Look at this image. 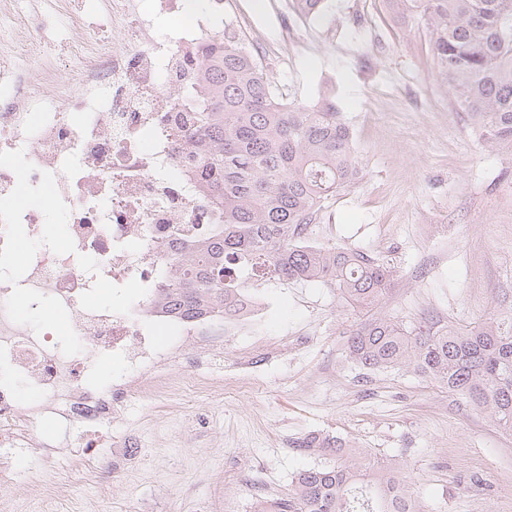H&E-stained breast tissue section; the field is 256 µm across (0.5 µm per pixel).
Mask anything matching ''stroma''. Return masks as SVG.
Returning a JSON list of instances; mask_svg holds the SVG:
<instances>
[{
  "mask_svg": "<svg viewBox=\"0 0 512 512\" xmlns=\"http://www.w3.org/2000/svg\"><path fill=\"white\" fill-rule=\"evenodd\" d=\"M274 0H224L247 17V46L273 86L303 105L332 99L352 129L362 173L328 200L308 235L394 268L389 295L365 314L321 284L269 282L262 331L275 348L254 383L176 408L135 406L108 436L140 447L113 469L103 498L61 512H217L262 477L285 495L298 471L326 466L290 441L340 436L403 462L419 512H512V431L413 368L369 372L346 353L367 316L410 327L466 325L512 295V142L484 147L437 75L430 36L385 0H324L282 33Z\"/></svg>",
  "mask_w": 512,
  "mask_h": 512,
  "instance_id": "1",
  "label": "stroma"
}]
</instances>
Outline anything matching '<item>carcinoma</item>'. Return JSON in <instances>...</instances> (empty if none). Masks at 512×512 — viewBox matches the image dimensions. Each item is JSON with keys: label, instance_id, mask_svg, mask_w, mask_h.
Instances as JSON below:
<instances>
[{"label": "carcinoma", "instance_id": "1", "mask_svg": "<svg viewBox=\"0 0 512 512\" xmlns=\"http://www.w3.org/2000/svg\"><path fill=\"white\" fill-rule=\"evenodd\" d=\"M399 18L420 22L456 109L485 145L512 140V0H388ZM323 0H289L299 18ZM202 106L191 113L189 156L219 219L175 286L161 296L184 317H228L257 282H321L347 303L372 309L388 294L391 267L361 250L311 241L304 231L328 199L351 187L359 159L331 99L286 102L242 39L206 41ZM350 357L365 369L412 366L512 431V302L465 326L410 328L370 318L351 332ZM292 447L334 463L298 472L288 494L254 512H417L410 474L344 439L312 432Z\"/></svg>", "mask_w": 512, "mask_h": 512}]
</instances>
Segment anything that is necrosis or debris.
<instances>
[{"label": "necrosis or debris", "mask_w": 512, "mask_h": 512, "mask_svg": "<svg viewBox=\"0 0 512 512\" xmlns=\"http://www.w3.org/2000/svg\"><path fill=\"white\" fill-rule=\"evenodd\" d=\"M98 1L107 37L84 24ZM191 2L158 0L180 20L161 35L138 0H64V26L43 0H0L15 23L0 31L1 478L20 477L25 455L70 460L75 445L95 461L103 428L132 403L222 395L224 380L205 366L264 313L257 303L244 318H186L156 295L175 277L172 253L191 246L195 225L215 222L177 134L200 106L189 56L235 23L224 0L206 14ZM51 54L55 63L33 73ZM53 212L65 219L59 240L45 234ZM104 287L138 296L109 307L96 301ZM48 305L70 322L68 346L55 322L21 323L20 307ZM161 325L174 329L172 344L160 345ZM104 355L122 365L105 384Z\"/></svg>", "instance_id": "obj_1"}]
</instances>
